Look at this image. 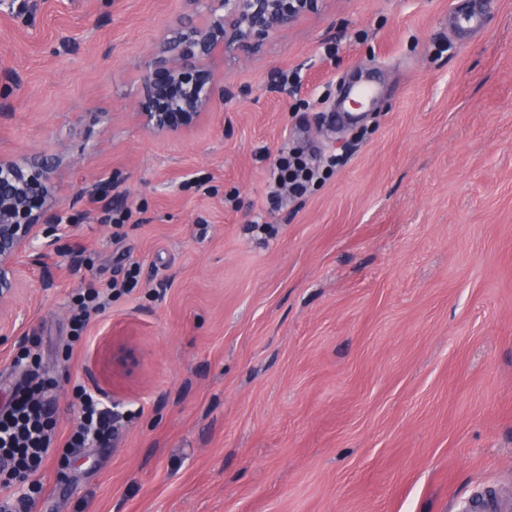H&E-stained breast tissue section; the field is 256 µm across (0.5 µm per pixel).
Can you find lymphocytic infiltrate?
Returning <instances> with one entry per match:
<instances>
[{"instance_id": "lymphocytic-infiltrate-1", "label": "lymphocytic infiltrate", "mask_w": 512, "mask_h": 512, "mask_svg": "<svg viewBox=\"0 0 512 512\" xmlns=\"http://www.w3.org/2000/svg\"><path fill=\"white\" fill-rule=\"evenodd\" d=\"M317 175L294 153L281 154L269 172L272 190L290 186L301 191ZM52 377L29 370L14 390L11 402L0 409V492L22 490V502L34 505L42 485L36 475L49 453L59 450L70 455L77 448H104L112 442L113 410L100 393L85 386L75 388L79 416L64 445L56 443L57 420L49 393Z\"/></svg>"}]
</instances>
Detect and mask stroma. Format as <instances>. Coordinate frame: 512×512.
Masks as SVG:
<instances>
[{
  "mask_svg": "<svg viewBox=\"0 0 512 512\" xmlns=\"http://www.w3.org/2000/svg\"><path fill=\"white\" fill-rule=\"evenodd\" d=\"M184 5H0L22 79L0 154L58 155L71 227L0 339V407L35 336L59 438L79 384L126 416L117 446L44 461L35 512H455L481 483L512 491V0H327L225 63L239 96L156 136L130 113L135 65ZM292 69L297 96L269 87ZM360 83L376 94L344 123ZM291 150L337 165L271 203ZM132 262L138 287L71 345L73 289ZM108 339L138 348L134 373L113 376Z\"/></svg>",
  "mask_w": 512,
  "mask_h": 512,
  "instance_id": "stroma-1",
  "label": "stroma"
}]
</instances>
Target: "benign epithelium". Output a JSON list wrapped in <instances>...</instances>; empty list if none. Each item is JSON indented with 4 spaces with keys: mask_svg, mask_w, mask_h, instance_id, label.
Returning <instances> with one entry per match:
<instances>
[{
    "mask_svg": "<svg viewBox=\"0 0 512 512\" xmlns=\"http://www.w3.org/2000/svg\"><path fill=\"white\" fill-rule=\"evenodd\" d=\"M179 17L153 45L141 64L132 114L147 131L178 135L192 127L217 102L235 96L215 77L217 57L252 58L266 42L299 18L320 12L325 0H186ZM19 76L0 71V112L11 110ZM52 155L0 156V336L16 331L13 304L30 272L44 264L70 225L53 213Z\"/></svg>",
    "mask_w": 512,
    "mask_h": 512,
    "instance_id": "obj_1",
    "label": "benign epithelium"
}]
</instances>
